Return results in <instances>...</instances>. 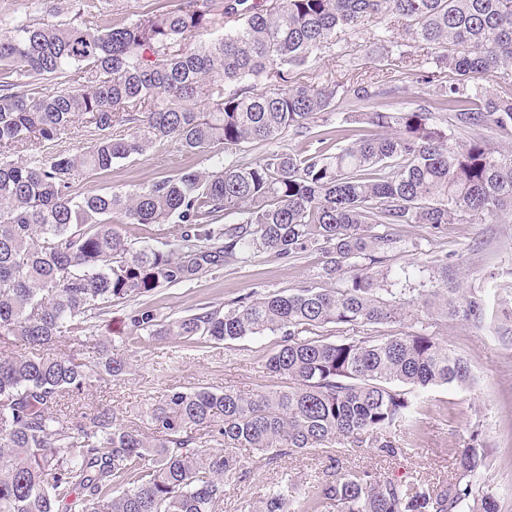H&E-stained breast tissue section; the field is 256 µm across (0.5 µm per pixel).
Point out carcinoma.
Wrapping results in <instances>:
<instances>
[{"label": "carcinoma", "instance_id": "obj_1", "mask_svg": "<svg viewBox=\"0 0 512 512\" xmlns=\"http://www.w3.org/2000/svg\"><path fill=\"white\" fill-rule=\"evenodd\" d=\"M48 2L55 20L16 17L0 33V512H222L226 487L251 477L238 448L266 465L344 439L379 458L403 454L391 432L413 433V389L468 388L469 362L427 333L332 343L321 332L408 317L485 319L478 295H448L445 262L439 285L421 291L410 287L414 269L383 290L373 267L395 243L392 225L512 220V148L483 136L512 123V0H180L126 24L102 14L100 0ZM369 22L390 34L398 60L428 65L416 78L423 104L335 120L338 94L369 101L400 87L386 73L349 86L292 75ZM203 33L216 38L194 43ZM72 68L76 86L36 88ZM438 112L472 139L456 141ZM79 117L98 131L90 146L40 152ZM317 121L323 133L308 155L278 150L132 191L73 193L113 161L165 142L231 152ZM22 151L35 157L16 159ZM220 212L237 222L211 228ZM120 224H171L182 248H135ZM314 247L325 255L323 278L352 271L342 287L268 293L223 314L175 319L144 306L127 337L202 347L280 332L265 368L288 378V390H171L146 407L151 436L110 408H58L130 370L119 353L91 367L57 349L89 330L102 305L192 281L210 265ZM202 428L215 447H197ZM454 456L456 473L441 487L334 470L302 493L282 481L252 512H501L486 449Z\"/></svg>", "mask_w": 512, "mask_h": 512}]
</instances>
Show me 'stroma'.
Listing matches in <instances>:
<instances>
[{
    "mask_svg": "<svg viewBox=\"0 0 512 512\" xmlns=\"http://www.w3.org/2000/svg\"><path fill=\"white\" fill-rule=\"evenodd\" d=\"M381 34L380 26L370 23L358 33L342 36L310 67L296 71L295 82L346 83L358 75L374 76L386 67L400 87L398 93L368 102L343 96L336 100V112H407L417 108L421 98L416 75L408 67L388 66L391 45L382 40ZM318 132L315 126L306 133L290 131L273 145L250 143L218 154L209 149L188 153L167 143L118 160L108 172L77 181L74 191L84 195L106 193L115 187L130 189L187 169L253 162L273 148L304 151ZM393 233L397 242L380 263V271L419 267L412 282L418 288L429 285L437 262L444 259L448 262L450 286L485 299L489 315L483 323L474 325L452 317L436 321L430 329L450 350L468 360L475 385L469 389L441 385L421 390L416 437H409L402 427L392 431L409 447L408 454L396 458L383 460L363 449L348 452L339 444L268 466L253 459L251 450L239 449V456L251 461L253 473L249 482L227 490L223 512H248L250 504L263 498L283 475L314 477L332 466L342 471L367 469L398 480L444 483L454 473L453 449L475 441L491 454L490 473L500 493L501 512H512V221L494 224L476 218L438 229L425 224H399ZM417 243L422 246L418 252L413 249ZM323 262L322 252L316 249L295 258L277 259L258 253L248 263L212 267L193 281L157 288L145 301L104 307L89 320L90 339H65L59 347L91 366L100 360L103 348L117 349L129 360L130 372L124 380L90 387L73 399L63 398L62 407L84 412L109 407L125 423L146 432L150 426L142 407L176 388L204 386L246 393L287 389V380L265 368L267 358L282 343L281 335L227 340L210 347H187L172 337L147 336L131 345L127 342L131 317L143 303L164 319L193 314L202 308L224 312L231 302L255 293L291 292L310 285L325 288L329 282L321 277Z\"/></svg>",
    "mask_w": 512,
    "mask_h": 512,
    "instance_id": "stroma-1",
    "label": "stroma"
}]
</instances>
